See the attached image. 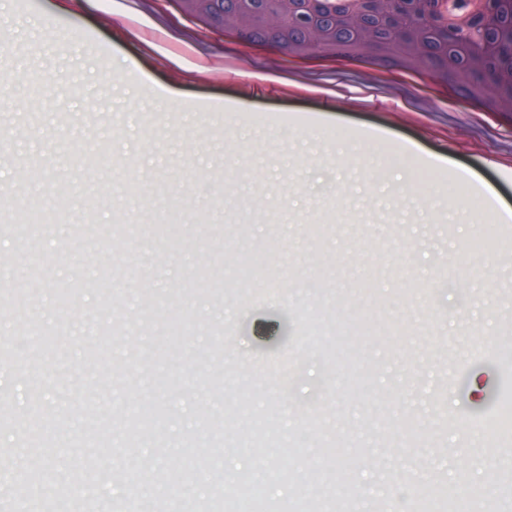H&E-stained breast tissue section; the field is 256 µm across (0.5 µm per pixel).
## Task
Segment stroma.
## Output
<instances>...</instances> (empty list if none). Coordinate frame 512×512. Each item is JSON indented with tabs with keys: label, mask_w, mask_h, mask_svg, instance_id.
<instances>
[{
	"label": "stroma",
	"mask_w": 512,
	"mask_h": 512,
	"mask_svg": "<svg viewBox=\"0 0 512 512\" xmlns=\"http://www.w3.org/2000/svg\"><path fill=\"white\" fill-rule=\"evenodd\" d=\"M169 5L0 0V512L35 469L32 512H128L129 471L143 512L299 506L328 447L356 490L331 512L435 485L512 512V117L394 59L276 86L287 57L196 18L153 39Z\"/></svg>",
	"instance_id": "35a3bbf8"
}]
</instances>
